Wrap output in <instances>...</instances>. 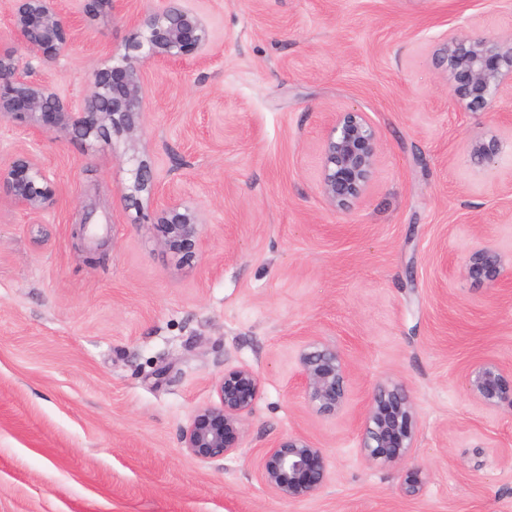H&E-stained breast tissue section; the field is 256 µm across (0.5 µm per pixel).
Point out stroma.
Masks as SVG:
<instances>
[{"label": "stroma", "mask_w": 512, "mask_h": 512, "mask_svg": "<svg viewBox=\"0 0 512 512\" xmlns=\"http://www.w3.org/2000/svg\"><path fill=\"white\" fill-rule=\"evenodd\" d=\"M162 0H112L79 19L70 50L30 61L78 99L134 17ZM203 54L146 69L144 154L161 189L204 221L192 263L124 200L123 139L86 146L0 123V161L45 164L57 209L31 223L0 204V512H512V406L466 389L479 361L512 367V277L467 278L472 249L512 256V96L493 114L452 105L433 59L451 30L512 35V0H186ZM366 112L380 137L363 198L319 190L336 111ZM501 145L474 165L476 138ZM86 222L82 238L73 224ZM335 346L344 408L309 405L298 357ZM258 373L238 450L201 460L181 431L216 402L224 371ZM409 392L410 456L361 450L375 386ZM323 448L330 479L287 501L261 480L279 438ZM420 470L419 494L404 492Z\"/></svg>", "instance_id": "35a3bbf8"}]
</instances>
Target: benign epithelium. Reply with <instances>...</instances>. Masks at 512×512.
<instances>
[{"label": "benign epithelium", "mask_w": 512, "mask_h": 512, "mask_svg": "<svg viewBox=\"0 0 512 512\" xmlns=\"http://www.w3.org/2000/svg\"><path fill=\"white\" fill-rule=\"evenodd\" d=\"M11 28L31 58L54 60L73 42L74 27L67 22L60 0H12ZM134 20V33L123 51H112L89 77V91L80 101L62 96L50 82L31 79L28 66L11 46L0 44V121L26 128L34 137L53 132L62 139L97 141L107 134L124 140L130 154L131 181L124 196L152 209L160 243L185 260L195 257L203 240L197 208L168 192L159 198V184L150 163L139 155L145 131L143 117L144 70L151 63L178 62L199 54L211 33L203 17L182 5L163 0ZM454 105L469 112H496L502 94L512 90V36L487 38L452 32L434 52ZM380 150L378 132L366 113L345 108L332 117L322 143L321 195L333 208L344 210L366 193ZM471 161L490 166L500 153L497 138L475 139L468 145ZM0 191L9 203L38 224L54 211L59 197L48 171L32 151H18L0 164ZM504 259L495 249L472 250L466 275L477 285L494 284L502 275ZM299 379L309 404L318 412L334 414L346 400L349 374L336 348L307 344L299 354ZM469 393L486 408L507 401L512 384L494 361L475 366L465 378ZM219 402L198 409L182 430L183 448L209 460L236 452L260 390L259 376L248 367L231 368L215 383ZM415 440L413 405L400 385L377 387L365 413L364 455L382 464H396L410 454ZM330 477L322 449L302 435L275 441L266 451L262 479L277 496L300 501L318 493Z\"/></svg>", "instance_id": "benign-epithelium-1"}]
</instances>
